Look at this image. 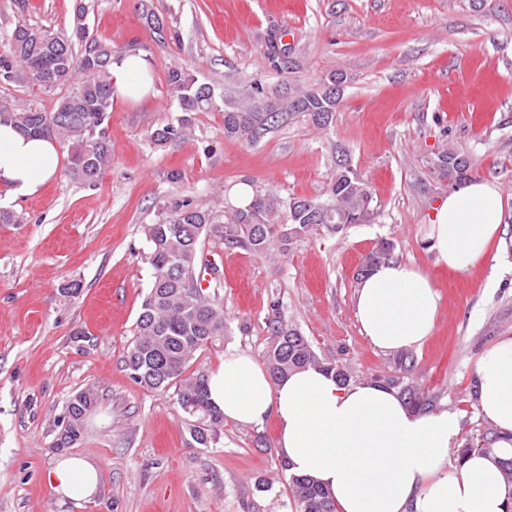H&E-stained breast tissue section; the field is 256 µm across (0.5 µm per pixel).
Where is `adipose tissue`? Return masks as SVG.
Instances as JSON below:
<instances>
[{"instance_id": "ef3b65f1", "label": "adipose tissue", "mask_w": 512, "mask_h": 512, "mask_svg": "<svg viewBox=\"0 0 512 512\" xmlns=\"http://www.w3.org/2000/svg\"><path fill=\"white\" fill-rule=\"evenodd\" d=\"M116 97L148 93L143 53L112 57ZM60 151L54 140L22 134L0 123V185L12 198L36 195L54 177ZM503 211L491 181H469L439 202L427 232L436 265L477 268L499 234ZM440 297L430 278L393 258L359 283L354 315L371 344L384 352L421 346L432 335ZM209 397L237 425H277L276 453L288 471L314 479L336 512H512V488L500 467L512 458V338L481 356L476 373L478 410L498 439L492 452H473L461 466L448 451L461 431L451 409L412 410L398 391L376 380L340 384L320 367L292 371L280 381L247 353L231 349L208 377ZM98 464L61 459L48 480L62 499L88 500L98 491Z\"/></svg>"}]
</instances>
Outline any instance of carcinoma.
<instances>
[{"label":"carcinoma","instance_id":"1","mask_svg":"<svg viewBox=\"0 0 512 512\" xmlns=\"http://www.w3.org/2000/svg\"><path fill=\"white\" fill-rule=\"evenodd\" d=\"M88 11L85 0H76L69 35L38 24H15L8 51L0 53L1 87L51 90L76 74L80 78L50 111L31 103L1 101L0 121L13 123L26 135L54 138L66 150L68 173L95 186L112 159L107 130L114 104L109 66L115 50L90 31ZM166 82L181 115L150 134L156 146L184 136L192 112L224 109V136L251 144L298 115L326 128L336 111L337 92L330 89L336 84L334 78L327 85L297 94L284 108L261 98L246 107L228 106L224 91L179 67L168 71ZM431 167L435 179L460 186L468 179L470 162L460 154L444 152L431 161ZM373 199L371 186L345 158L341 164L334 163L323 200L280 198L257 186L246 208L230 205L218 213L190 198L175 199L163 205L161 218L144 226L153 275L136 320L135 338L124 356L125 370L135 383L152 390L176 387L175 404L197 447L216 444L224 424V415L209 401L207 376L198 372L183 377L195 353L214 337L224 335L223 306L202 287L199 275L205 263L201 241L209 238L255 254L275 248L286 256L319 231L336 235L353 224L370 222ZM393 249L391 241H380L365 256L356 277H364L373 266L391 259ZM265 326L268 342L264 357L273 380L314 365L334 373L343 384L351 381L345 365L320 359L306 336L283 318L277 298ZM384 383L398 389L414 409L425 410L434 403L403 376L388 377ZM97 404L98 397L91 390L67 398L56 448H70L81 439L85 420ZM496 440L497 434L486 426L456 449V460L475 451L489 452ZM291 483L299 512H334L327 492L313 480L293 476Z\"/></svg>","mask_w":512,"mask_h":512}]
</instances>
